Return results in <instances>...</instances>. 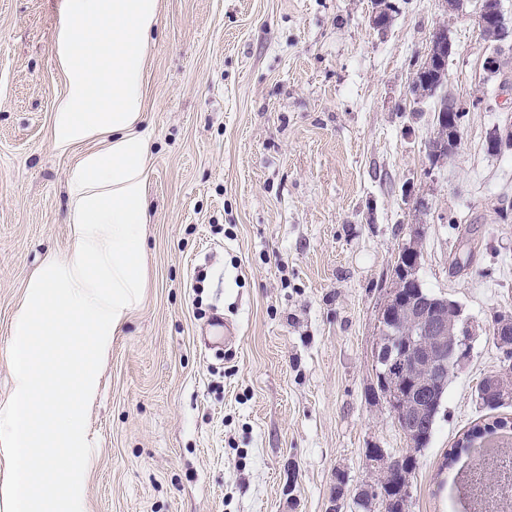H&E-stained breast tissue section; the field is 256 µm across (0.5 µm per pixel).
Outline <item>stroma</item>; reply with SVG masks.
Returning a JSON list of instances; mask_svg holds the SVG:
<instances>
[{"mask_svg":"<svg viewBox=\"0 0 512 512\" xmlns=\"http://www.w3.org/2000/svg\"><path fill=\"white\" fill-rule=\"evenodd\" d=\"M390 3L380 30L373 0H159L143 88L148 283L83 411L98 453L88 512H329L340 475L341 512H357L366 449H406L370 390L378 309L417 225L420 280L460 305L474 342L409 512H456L464 469L445 467L449 448L512 421L476 399L501 366L492 320L512 312V148H488L512 129V36L482 39L477 0L449 16L436 0ZM64 21L63 0H0V400L27 281L68 249L82 149L52 145ZM442 22L455 47L443 92L466 114L434 167L431 106H401ZM216 312L231 341L211 331Z\"/></svg>","mask_w":512,"mask_h":512,"instance_id":"1","label":"stroma"}]
</instances>
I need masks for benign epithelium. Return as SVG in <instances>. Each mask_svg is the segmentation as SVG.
Returning a JSON list of instances; mask_svg holds the SVG:
<instances>
[{
    "instance_id": "1",
    "label": "benign epithelium",
    "mask_w": 512,
    "mask_h": 512,
    "mask_svg": "<svg viewBox=\"0 0 512 512\" xmlns=\"http://www.w3.org/2000/svg\"><path fill=\"white\" fill-rule=\"evenodd\" d=\"M376 11L372 19L375 27L383 30L390 21L387 0H375ZM480 32L487 33L491 40H502L507 26L501 7L489 8L482 4L478 12ZM452 45L447 29L436 27L430 33L419 71L413 76L410 89L416 99L424 94L421 80L428 74L439 72L443 54H451ZM463 111L457 103L446 101L435 113L436 129H448L453 142H459L457 130L448 125L455 114ZM448 142L446 136H437L436 143H428V157L433 165L446 158ZM408 267L393 276L386 290L377 317L376 347L389 350L388 359L375 367L381 382L386 386L385 404L397 428L403 434L407 449L391 455L382 448H372L366 459L374 480L368 482L371 512H388L390 500L380 494L385 487L410 492L414 469L411 461L417 459L423 448L428 427L429 405L433 393L447 385L448 360L465 353L472 344L473 336H457L448 318L432 311L430 304L418 299L406 300L404 285L411 281L420 285L419 269L421 241L412 235L400 250ZM495 335L503 348L502 368L479 387L478 399L491 405L507 406L512 403V314L496 316Z\"/></svg>"
}]
</instances>
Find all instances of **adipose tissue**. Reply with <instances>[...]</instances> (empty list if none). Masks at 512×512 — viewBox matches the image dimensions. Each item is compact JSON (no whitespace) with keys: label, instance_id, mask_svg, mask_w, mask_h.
<instances>
[{"label":"adipose tissue","instance_id":"obj_1","mask_svg":"<svg viewBox=\"0 0 512 512\" xmlns=\"http://www.w3.org/2000/svg\"><path fill=\"white\" fill-rule=\"evenodd\" d=\"M58 56L68 90L56 105V151L102 140L70 168L66 182L69 251L47 256L30 276L12 326V390L0 401V512H86L91 474L82 411L98 397V370L147 285L150 143L144 127L143 70L158 0H64ZM53 422L46 431L45 422ZM60 505L41 503L45 482Z\"/></svg>","mask_w":512,"mask_h":512}]
</instances>
